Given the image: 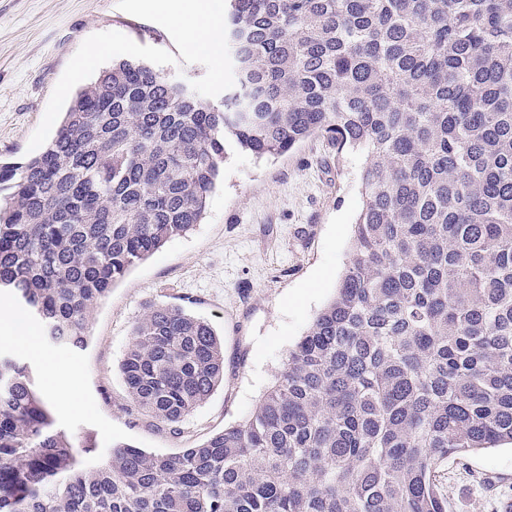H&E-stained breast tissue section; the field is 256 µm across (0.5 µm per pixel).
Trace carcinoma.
<instances>
[{"label": "carcinoma", "mask_w": 512, "mask_h": 512, "mask_svg": "<svg viewBox=\"0 0 512 512\" xmlns=\"http://www.w3.org/2000/svg\"><path fill=\"white\" fill-rule=\"evenodd\" d=\"M217 104L122 60L44 150L0 165V289L82 348L130 268L200 223L239 146L361 149L334 298L248 418L177 454L59 429L0 359V512H449L452 458L512 444V0H227ZM119 371L175 434L224 379V342L152 304Z\"/></svg>", "instance_id": "obj_1"}]
</instances>
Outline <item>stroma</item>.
Segmentation results:
<instances>
[{
    "mask_svg": "<svg viewBox=\"0 0 512 512\" xmlns=\"http://www.w3.org/2000/svg\"><path fill=\"white\" fill-rule=\"evenodd\" d=\"M175 7V0H0V164L44 148L69 92L94 76H74V65L96 48L105 51L102 64L145 60L202 102L222 101L236 83L234 59L187 49ZM364 162L363 152H337L324 137L271 160L229 147L201 224L113 285L85 348L51 344L26 316L19 334L33 347L6 334L0 356L31 368L58 425L92 438L96 463L118 443L175 454L243 421L336 293L363 204ZM153 303L181 306L224 340V381L177 435L130 411L119 373L132 328ZM56 375L74 378L66 398L51 395ZM438 480L450 512H499L512 498V447L448 461Z\"/></svg>",
    "mask_w": 512,
    "mask_h": 512,
    "instance_id": "35a3bbf8",
    "label": "stroma"
}]
</instances>
